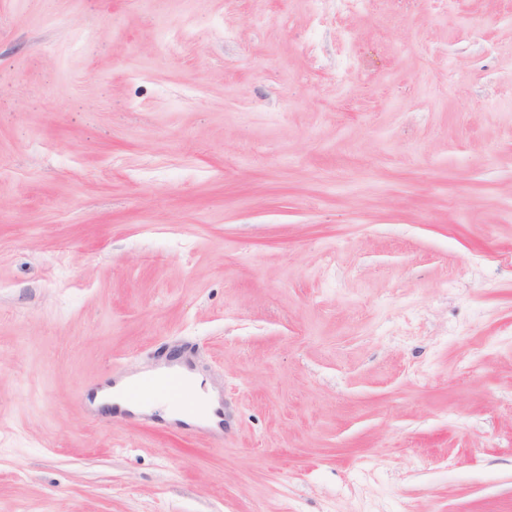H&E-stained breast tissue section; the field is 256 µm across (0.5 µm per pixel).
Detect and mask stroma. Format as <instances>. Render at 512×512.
<instances>
[{"mask_svg": "<svg viewBox=\"0 0 512 512\" xmlns=\"http://www.w3.org/2000/svg\"><path fill=\"white\" fill-rule=\"evenodd\" d=\"M0 512H512V0H0ZM327 2H331L336 15L342 12L365 9L370 3L369 0H314L319 19H324L327 14Z\"/></svg>", "mask_w": 512, "mask_h": 512, "instance_id": "35a3bbf8", "label": "stroma"}]
</instances>
